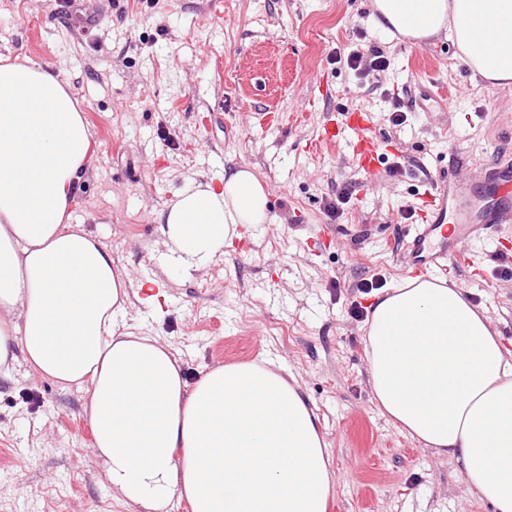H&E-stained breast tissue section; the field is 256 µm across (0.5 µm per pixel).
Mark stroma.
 Returning a JSON list of instances; mask_svg holds the SVG:
<instances>
[{"instance_id": "stroma-1", "label": "stroma", "mask_w": 512, "mask_h": 512, "mask_svg": "<svg viewBox=\"0 0 512 512\" xmlns=\"http://www.w3.org/2000/svg\"><path fill=\"white\" fill-rule=\"evenodd\" d=\"M95 23L56 0H0V57H29L67 83L92 133L93 162L69 206L132 289L128 323L157 336L188 380L266 358L308 396L337 482L327 512H492L460 465L393 424L372 401L365 323L383 286L405 279L407 206L447 170L512 162V90L472 79L445 35L416 45L376 27L370 0H85ZM385 47L381 79L334 64L351 44ZM407 120L390 121L394 109ZM364 112L383 168L364 175L345 137L320 141L327 114ZM402 173H385L393 161ZM250 168L270 223L240 229L207 270L174 274L160 211L186 178L220 183ZM356 191L338 218L325 205ZM446 283L482 306L512 351V261L484 260ZM159 290L156 302L146 289ZM86 389L17 362L0 376V512H137L96 461Z\"/></svg>"}]
</instances>
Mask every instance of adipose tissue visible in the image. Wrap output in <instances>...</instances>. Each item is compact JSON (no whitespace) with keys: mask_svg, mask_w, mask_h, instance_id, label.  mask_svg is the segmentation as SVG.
Listing matches in <instances>:
<instances>
[{"mask_svg":"<svg viewBox=\"0 0 512 512\" xmlns=\"http://www.w3.org/2000/svg\"><path fill=\"white\" fill-rule=\"evenodd\" d=\"M383 30L445 34L475 78L512 88V0H371ZM92 133L69 87L0 58V371L25 360L87 385L96 457L121 499L164 512H326L329 448L298 384L273 364L184 379L168 346L128 332V286L93 234L66 221ZM246 167L187 180L159 215L162 244L206 269L237 226L269 223ZM373 400L411 438L457 460L467 493L512 512V352L463 289L429 277L386 289L367 323Z\"/></svg>","mask_w":512,"mask_h":512,"instance_id":"adipose-tissue-1","label":"adipose tissue"}]
</instances>
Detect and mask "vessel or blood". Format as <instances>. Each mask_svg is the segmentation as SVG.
Wrapping results in <instances>:
<instances>
[{
  "instance_id": "1",
  "label": "vessel or blood",
  "mask_w": 512,
  "mask_h": 512,
  "mask_svg": "<svg viewBox=\"0 0 512 512\" xmlns=\"http://www.w3.org/2000/svg\"><path fill=\"white\" fill-rule=\"evenodd\" d=\"M351 130L352 157L365 173H373L380 155L371 134L366 113L353 114L348 126H340L335 118H327L322 138L335 141L342 130ZM485 205L474 215L454 217L452 202L460 188L458 180L437 185L435 194L426 202L421 224L408 236L407 272L411 275H433L459 265H473L476 248L492 249L494 254L512 259V248L503 243L502 231L512 224V167L493 161L483 167Z\"/></svg>"
}]
</instances>
